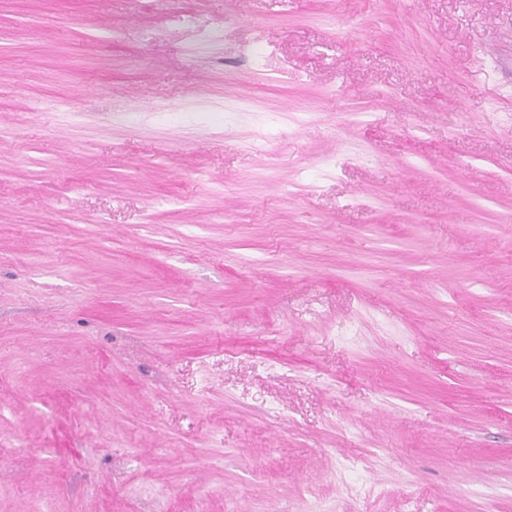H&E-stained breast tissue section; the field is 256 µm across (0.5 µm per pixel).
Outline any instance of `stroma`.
Here are the masks:
<instances>
[{
	"label": "stroma",
	"mask_w": 512,
	"mask_h": 512,
	"mask_svg": "<svg viewBox=\"0 0 512 512\" xmlns=\"http://www.w3.org/2000/svg\"><path fill=\"white\" fill-rule=\"evenodd\" d=\"M0 512H512V0H0Z\"/></svg>",
	"instance_id": "1"
}]
</instances>
